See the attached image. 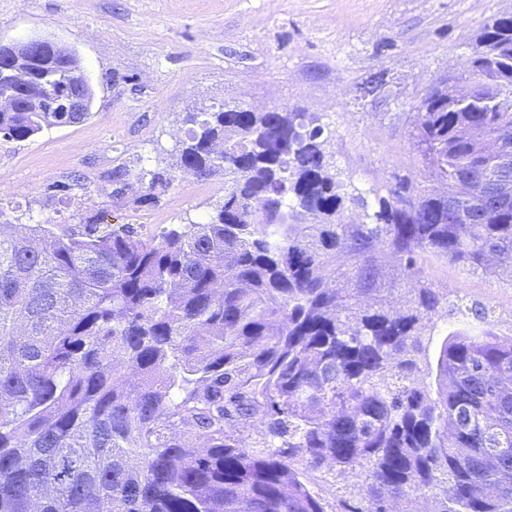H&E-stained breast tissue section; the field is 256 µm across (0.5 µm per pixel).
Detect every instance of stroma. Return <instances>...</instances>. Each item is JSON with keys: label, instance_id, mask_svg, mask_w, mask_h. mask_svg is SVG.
<instances>
[{"label": "stroma", "instance_id": "stroma-1", "mask_svg": "<svg viewBox=\"0 0 512 512\" xmlns=\"http://www.w3.org/2000/svg\"><path fill=\"white\" fill-rule=\"evenodd\" d=\"M512 0H0V42L48 37L74 50L95 96L88 118L25 140L0 136V209L24 224L63 231L97 221L157 235L203 221L224 195V175H185L176 143L186 113L212 104L318 113L344 192L369 194L405 177L422 184L408 139L414 108L436 79L460 71L484 24ZM384 74L376 97L358 88ZM127 171L115 194L112 173ZM171 177L142 202V171ZM426 278L448 294L450 316L433 319L418 357L419 383L436 389L449 332L469 330L472 303L512 335V275L427 257ZM325 512L363 501L350 473L328 467L308 484Z\"/></svg>", "mask_w": 512, "mask_h": 512}]
</instances>
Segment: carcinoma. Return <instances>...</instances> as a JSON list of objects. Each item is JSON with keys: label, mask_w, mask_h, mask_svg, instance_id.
Returning a JSON list of instances; mask_svg holds the SVG:
<instances>
[{"label": "carcinoma", "mask_w": 512, "mask_h": 512, "mask_svg": "<svg viewBox=\"0 0 512 512\" xmlns=\"http://www.w3.org/2000/svg\"><path fill=\"white\" fill-rule=\"evenodd\" d=\"M474 48L498 85L461 105L427 88L409 131L443 194L399 178L371 207L341 191L317 113L221 104L187 113L176 147L182 172H224L206 221L1 223L0 512H324L307 487L324 465L358 471L352 512H512V336L472 307L482 327L449 334L436 393L415 377L448 300L417 258L512 270V157L488 146L512 129V13ZM43 63L54 95L93 102L77 53ZM22 86L0 82L8 138L88 116L27 112ZM170 184L151 173L142 201ZM387 254L419 283L399 308Z\"/></svg>", "instance_id": "carcinoma-1"}]
</instances>
